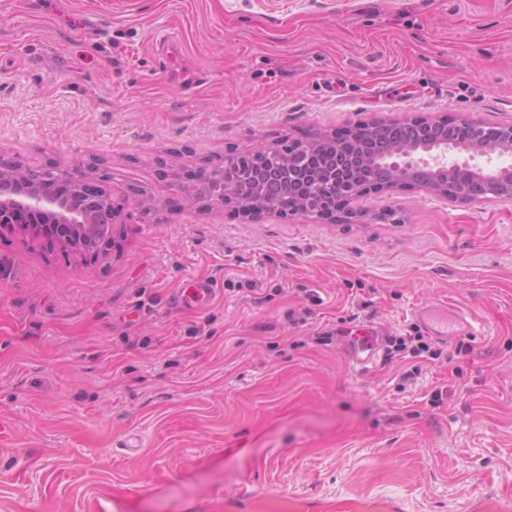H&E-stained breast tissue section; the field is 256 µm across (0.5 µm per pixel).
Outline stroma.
I'll return each mask as SVG.
<instances>
[{"label":"stroma","mask_w":512,"mask_h":512,"mask_svg":"<svg viewBox=\"0 0 512 512\" xmlns=\"http://www.w3.org/2000/svg\"><path fill=\"white\" fill-rule=\"evenodd\" d=\"M406 112L512 121V0H0V158L113 208L94 259L0 231V512L512 502V201L185 205L256 141ZM198 279L212 299L182 302ZM428 302L468 321L434 342L451 362L350 359L360 325L413 334ZM312 194L316 196L314 201L318 203L316 217L320 220L332 221L342 224H356L364 216L362 211L348 210L338 215L336 211L329 210L326 207L325 199L327 192L319 188H314Z\"/></svg>","instance_id":"1"}]
</instances>
